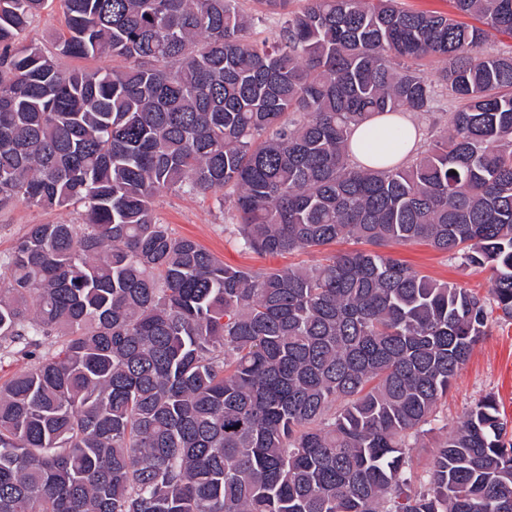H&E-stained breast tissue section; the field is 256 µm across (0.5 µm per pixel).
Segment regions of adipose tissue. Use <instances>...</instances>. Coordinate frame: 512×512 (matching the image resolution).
Returning a JSON list of instances; mask_svg holds the SVG:
<instances>
[{"label": "adipose tissue", "instance_id": "obj_1", "mask_svg": "<svg viewBox=\"0 0 512 512\" xmlns=\"http://www.w3.org/2000/svg\"><path fill=\"white\" fill-rule=\"evenodd\" d=\"M399 126L407 133L403 146H396L380 139V132L389 127ZM421 139V133L413 121L399 114L375 115L366 119L354 131L350 141V153L361 166L383 167L397 163L414 151Z\"/></svg>", "mask_w": 512, "mask_h": 512}]
</instances>
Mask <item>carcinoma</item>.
<instances>
[{"instance_id": "cac0c4a2", "label": "carcinoma", "mask_w": 512, "mask_h": 512, "mask_svg": "<svg viewBox=\"0 0 512 512\" xmlns=\"http://www.w3.org/2000/svg\"><path fill=\"white\" fill-rule=\"evenodd\" d=\"M0 0V207L78 208L0 255V512H512V431L488 394L410 449L487 335L512 320V0ZM461 14L475 20L459 21ZM109 56L110 70L59 65ZM448 130L406 164L350 163L374 114ZM214 195L241 246L349 239L313 267L225 264L157 221ZM422 242L490 272V298L381 251ZM54 337L55 348L41 351ZM50 3L48 8L42 10L33 19L26 32L28 38H34L48 48L59 35L66 31V14L63 3L60 0H52Z\"/></svg>"}]
</instances>
